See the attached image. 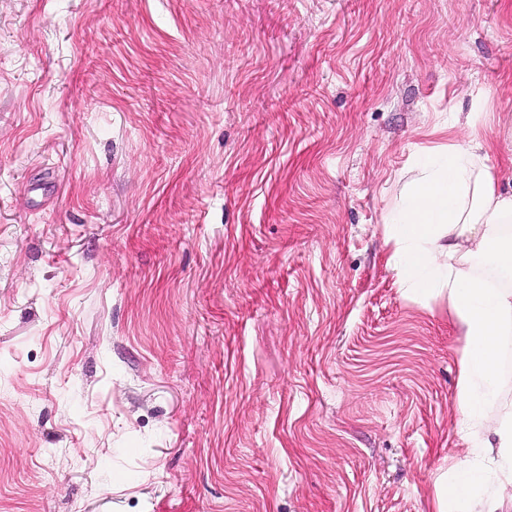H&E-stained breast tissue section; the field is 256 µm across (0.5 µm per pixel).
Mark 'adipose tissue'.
Wrapping results in <instances>:
<instances>
[{
	"mask_svg": "<svg viewBox=\"0 0 512 512\" xmlns=\"http://www.w3.org/2000/svg\"><path fill=\"white\" fill-rule=\"evenodd\" d=\"M500 156L492 138L472 132L466 144H449L421 156L386 217L392 263L405 295L447 300L464 346L457 397L458 434L465 466L436 482L433 512H501L512 488V410L490 421L500 399L499 371L512 335V289L474 272L486 261L512 272V190L491 163Z\"/></svg>",
	"mask_w": 512,
	"mask_h": 512,
	"instance_id": "obj_1",
	"label": "adipose tissue"
}]
</instances>
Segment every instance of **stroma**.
Masks as SVG:
<instances>
[{"label":"stroma","mask_w":512,"mask_h":512,"mask_svg":"<svg viewBox=\"0 0 512 512\" xmlns=\"http://www.w3.org/2000/svg\"><path fill=\"white\" fill-rule=\"evenodd\" d=\"M512 0H0V512H430L448 305L386 207Z\"/></svg>","instance_id":"stroma-1"}]
</instances>
